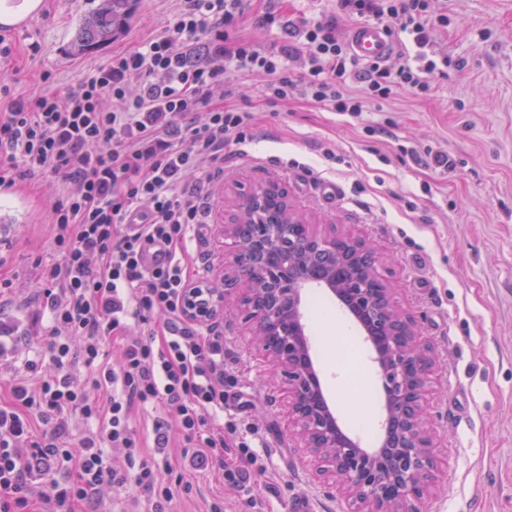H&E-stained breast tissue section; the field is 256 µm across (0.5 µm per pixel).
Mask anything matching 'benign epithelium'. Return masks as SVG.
Returning <instances> with one entry per match:
<instances>
[{
	"instance_id": "1",
	"label": "benign epithelium",
	"mask_w": 512,
	"mask_h": 512,
	"mask_svg": "<svg viewBox=\"0 0 512 512\" xmlns=\"http://www.w3.org/2000/svg\"><path fill=\"white\" fill-rule=\"evenodd\" d=\"M281 191L280 182L268 180L236 194L231 221L219 225L224 244L214 279L187 285L185 314L207 324L235 305L236 318L251 331L258 355L287 394L298 447L314 458L317 476L328 481L337 497L355 512H422L440 469L436 434L428 425V383L438 367L432 347L400 306L394 284L380 276L384 261L364 238L352 232L339 238L307 233L308 242L324 251L321 284L339 299L347 293L355 297V317L375 319L368 334L398 342L394 351L376 353L389 385L388 424L402 425L398 442L391 443L388 434L380 448L368 451L340 434L310 354L301 311L310 278L297 268L311 267L316 260L307 242L289 243L293 261L281 255L284 231L303 216L286 197L284 223L262 212L267 197Z\"/></svg>"
}]
</instances>
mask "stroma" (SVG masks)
<instances>
[{"label": "stroma", "instance_id": "stroma-1", "mask_svg": "<svg viewBox=\"0 0 512 512\" xmlns=\"http://www.w3.org/2000/svg\"><path fill=\"white\" fill-rule=\"evenodd\" d=\"M172 7V0H136L130 26L103 49L75 56L69 46L86 0H43L12 32L15 94L68 92L113 53L158 33ZM287 7L296 17L334 18L343 37L356 24L338 0H288ZM436 8L447 13L448 26L430 49L439 66L428 77V95L397 89L355 116L296 99L273 106L256 81L231 77L229 101L251 113V138L225 147L223 176L201 182L209 211L184 249L191 281L211 277L221 252L217 226L231 210L225 190L271 177L316 234L365 236L389 256L397 297L439 357L432 416L444 433L447 469L424 512H512V0H438ZM32 43L40 46L34 57L26 52ZM43 72L48 82L40 81ZM429 151L447 155V167L417 161ZM55 186L35 173L0 188V217L13 226L0 242V280L10 281L14 297L0 319L29 337L0 357V395L29 375L30 364H50L49 311L25 298L39 286L38 263L61 259L47 222ZM316 295L327 316L308 321L307 331L326 397L335 406L349 390L374 431L364 432L352 415L338 418L363 447H376L384 396L371 348L328 290L304 292ZM196 330L219 337L224 348V409L238 423L224 461L235 463L243 443L259 460L238 488L215 465L189 472L191 488L176 490L170 512H210L216 499L223 512H346L296 448L285 395L250 336L229 333L220 319ZM337 336L353 343L348 358L336 357Z\"/></svg>", "mask_w": 512, "mask_h": 512}]
</instances>
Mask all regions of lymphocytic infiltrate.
Returning a JSON list of instances; mask_svg holds the SVG:
<instances>
[{
	"mask_svg": "<svg viewBox=\"0 0 512 512\" xmlns=\"http://www.w3.org/2000/svg\"><path fill=\"white\" fill-rule=\"evenodd\" d=\"M340 7L404 34L413 59L395 70L359 64L334 20H292L271 8L257 27L293 43L261 48L238 35L243 0H178L159 34L112 56L65 94L24 98L0 86V186L35 172L58 178L49 222L62 254L61 263L42 268L36 293L53 321L52 367L36 383L16 382L0 406V512H80L103 485L130 482L148 492L152 512H167L173 469L146 457L129 424L137 407L162 405L175 415L197 468L223 464L224 435L237 427L211 418L224 407L222 347L186 320L180 249L208 211L186 174L223 175L225 145L247 140L251 115L225 104V77L258 79L272 104L300 96L357 114L397 87L427 92L437 68L427 48L448 16L434 0H340ZM115 99L121 109L110 108ZM156 245L169 259L151 265ZM154 313L167 318L160 341L131 337L132 324H147ZM114 336L124 345L111 368L100 358ZM77 360L90 371L82 384L69 372ZM105 388L102 405L93 394ZM73 411L103 421L76 453L58 445ZM112 448L119 457L109 456ZM66 465L73 477L34 497L33 474Z\"/></svg>",
	"mask_w": 512,
	"mask_h": 512,
	"instance_id": "lymphocytic-infiltrate-1",
	"label": "lymphocytic infiltrate"
}]
</instances>
